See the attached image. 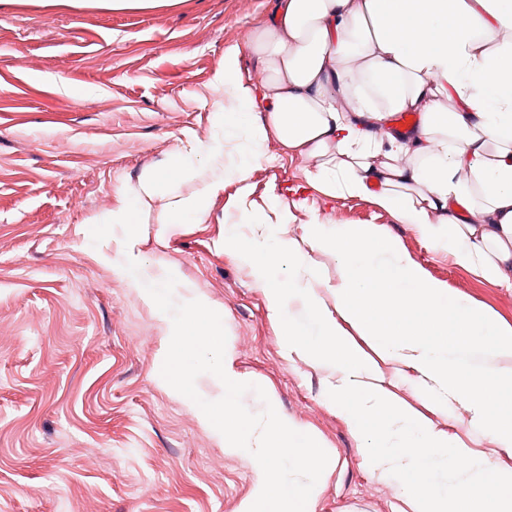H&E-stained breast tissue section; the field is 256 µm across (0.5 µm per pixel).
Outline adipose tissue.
Wrapping results in <instances>:
<instances>
[{"mask_svg": "<svg viewBox=\"0 0 512 512\" xmlns=\"http://www.w3.org/2000/svg\"><path fill=\"white\" fill-rule=\"evenodd\" d=\"M512 0H277L247 48L264 65V86L246 85L229 51L213 80L226 100L211 139L178 153L173 167L120 188L124 204L106 218L136 224L172 177L210 172L194 195L173 199L170 224L198 223L226 183L245 181L263 155L267 130L282 148L320 157L314 179L328 193L370 197L484 280L512 288ZM267 115L252 126L251 113ZM422 115L411 139L377 135L371 122ZM413 158L399 166L400 156ZM475 221L462 223L461 213ZM259 233L225 227L228 243L262 287L271 320L285 325L289 354L323 368L325 402L352 436L374 435L365 456L379 477L404 478L410 512H512V468H491L467 446L392 393L350 336L394 361L437 410L452 408L495 448L512 447V327L483 306L427 279L374 224L309 227L311 240L345 254L328 284L308 253L281 236L286 210ZM288 261L293 276L280 280ZM328 285L327 306L315 288ZM300 296L291 318L284 300Z\"/></svg>", "mask_w": 512, "mask_h": 512, "instance_id": "obj_1", "label": "adipose tissue"}]
</instances>
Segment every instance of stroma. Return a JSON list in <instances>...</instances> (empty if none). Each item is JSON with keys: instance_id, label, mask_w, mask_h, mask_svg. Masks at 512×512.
Returning a JSON list of instances; mask_svg holds the SVG:
<instances>
[{"instance_id": "1", "label": "stroma", "mask_w": 512, "mask_h": 512, "mask_svg": "<svg viewBox=\"0 0 512 512\" xmlns=\"http://www.w3.org/2000/svg\"><path fill=\"white\" fill-rule=\"evenodd\" d=\"M275 0H175L141 11L0 0V512H238L256 472L225 453L160 375L171 329L108 262L120 243L92 244V220L122 203L119 187L207 142L212 88L227 49L259 86L251 28ZM320 160L284 151L268 133L245 184H229L199 224H165L172 197L199 190L206 169L156 199L135 248L158 276L174 274L224 313L235 367L330 449L336 465L315 512H401L397 478L372 475L347 424L323 402V372L288 359L251 269L225 242L288 206V239L335 277L334 251L311 247L309 224H375L451 294L512 325V288L488 283L434 249L397 213L311 182ZM386 383L464 441L489 466L512 467L451 410L430 411L397 365Z\"/></svg>"}]
</instances>
